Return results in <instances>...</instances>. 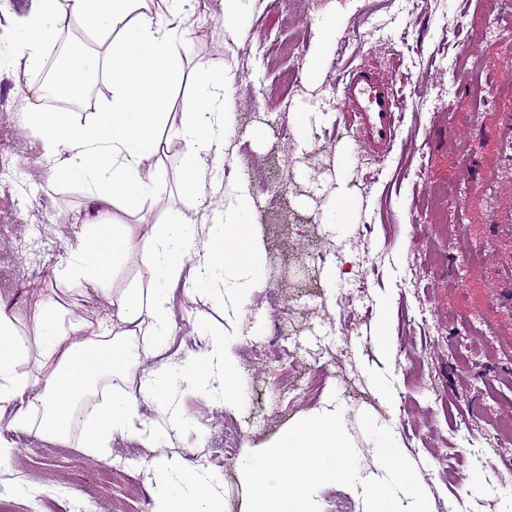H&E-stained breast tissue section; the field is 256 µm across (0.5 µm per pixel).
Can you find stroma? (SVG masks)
<instances>
[{"mask_svg": "<svg viewBox=\"0 0 512 512\" xmlns=\"http://www.w3.org/2000/svg\"><path fill=\"white\" fill-rule=\"evenodd\" d=\"M276 6L277 41L288 54L269 55L257 20L232 37L220 18L191 13L184 59L185 80L173 93V112H182L198 70L224 66L236 75L235 131L224 151L223 184L246 178L256 205L255 231L262 245L266 281L251 298L240 324L242 342L238 385L241 403L207 401L177 388L173 399L186 417L207 416L214 431L225 421L238 424L236 453L273 443L291 425L331 399L346 413L350 437L366 472L376 462L365 442L359 416L369 412L386 421L388 409L371 402L368 374L391 369L400 398V414L409 424L400 442L416 464V475L433 512H506L512 491V444L490 441L495 420L512 417V238L497 234V223L512 222V89L502 85L512 71V0H319L304 9L301 0H257L256 12ZM339 13V32L323 40L322 13ZM357 32L347 44L349 32ZM327 60L316 82L289 84L288 71L316 49ZM477 51V70L461 63L468 49ZM364 67L380 73L400 68L408 77L399 95L415 101L403 118L412 153L394 148L388 155L356 148L341 112L337 68ZM490 89L478 96L474 80ZM35 77L23 72L0 74V129L17 131L20 146L10 175L0 177V213L10 225L0 228V272L28 267L33 257L19 240L68 250L80 225L92 217L84 188L66 184L43 188L41 147L23 129L18 115L35 96ZM287 90L291 109H274L275 93ZM310 115L306 142L290 127L294 113ZM181 144L171 142L143 163L163 171L168 194L147 201L134 215L118 213L120 222L154 224L171 207L193 221L201 212L179 182ZM350 161L346 184L351 222L344 235L320 224L321 213L336 200V173ZM341 270L338 283L328 274ZM56 293L72 318L111 314L106 300L81 288H56L51 270L0 288L7 310L32 306L39 296ZM391 300L381 310L383 300ZM175 328L168 357L178 363L192 345L196 316L212 306L183 298L172 304ZM294 318L292 338L299 363L279 360L282 326ZM386 318L390 350L375 336ZM434 344L429 368L409 373L413 351ZM0 438L15 443L28 467L26 494L16 496L17 512H30L48 489L42 476L73 489L97 488L103 501L112 496L134 500L139 512H151L159 473L146 464L177 457L204 465L224 495V512H245L246 491L235 465L209 464L207 447L195 428L173 433L167 445L147 449L118 439L111 453L130 459L126 472L106 471L103 460L74 447H62L15 432L0 422ZM482 448L492 468L481 474L483 487L472 493L474 474L458 456L461 448ZM446 454L460 480L437 477L435 452Z\"/></svg>", "mask_w": 512, "mask_h": 512, "instance_id": "35a3bbf8", "label": "stroma"}]
</instances>
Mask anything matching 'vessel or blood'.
<instances>
[{"mask_svg": "<svg viewBox=\"0 0 512 512\" xmlns=\"http://www.w3.org/2000/svg\"><path fill=\"white\" fill-rule=\"evenodd\" d=\"M340 104L357 141L386 150L401 135V116L410 106L398 97L392 81L366 69H354L339 75Z\"/></svg>", "mask_w": 512, "mask_h": 512, "instance_id": "b4317fda", "label": "vessel or blood"}]
</instances>
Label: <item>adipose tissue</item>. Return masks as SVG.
I'll return each mask as SVG.
<instances>
[{
	"label": "adipose tissue",
	"instance_id": "ef3b65f1",
	"mask_svg": "<svg viewBox=\"0 0 512 512\" xmlns=\"http://www.w3.org/2000/svg\"><path fill=\"white\" fill-rule=\"evenodd\" d=\"M191 0H31L0 43V72L23 67L36 75L45 67L67 19L86 33L67 46L64 82L79 96L98 80L112 87V99L85 123L45 108L48 84L22 112L48 165V188L81 183L104 208L82 225L76 245L54 269L56 284L90 287L112 307V324L67 318L50 296L41 297L30 318L0 311V415L11 428L104 457L119 438L145 448L165 445L188 419L172 406L171 388L213 399L243 398L234 382V350L241 340L239 311L262 288L265 267L255 238V202L249 184L238 180L230 199L214 205L213 172L222 166L224 144L233 134L230 101L235 80L223 67L196 72L191 101L171 120L169 90L184 77V22ZM171 141L182 147L183 190L210 212L209 241L200 245L196 224L178 209L158 224L129 227L116 211L133 213L164 195L160 173L142 168L146 157ZM138 257L145 284L114 290L116 275ZM235 302L228 328L206 318L192 325L194 347L182 363L165 355L173 334L172 302ZM151 361L137 389L126 386L130 370ZM164 474L153 512H224L215 479L200 467L174 460Z\"/></svg>",
	"mask_w": 512,
	"mask_h": 512
}]
</instances>
